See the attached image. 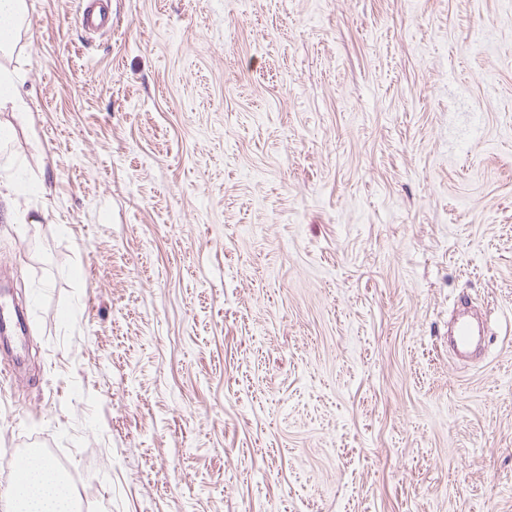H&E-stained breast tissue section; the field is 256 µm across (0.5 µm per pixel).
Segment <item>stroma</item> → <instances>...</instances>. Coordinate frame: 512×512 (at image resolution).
<instances>
[{
    "instance_id": "35a3bbf8",
    "label": "stroma",
    "mask_w": 512,
    "mask_h": 512,
    "mask_svg": "<svg viewBox=\"0 0 512 512\" xmlns=\"http://www.w3.org/2000/svg\"><path fill=\"white\" fill-rule=\"evenodd\" d=\"M27 3L0 485L36 446L87 512H512V0ZM95 0H77V24L89 34H99L112 29V21L109 14H96L90 4ZM468 305L466 296H460L457 299V314L453 318L451 332L448 336V349L460 361L480 356L486 338L484 322L482 325L474 324L466 313Z\"/></svg>"
}]
</instances>
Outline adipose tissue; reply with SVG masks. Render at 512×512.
<instances>
[{
	"label": "adipose tissue",
	"instance_id": "adipose-tissue-1",
	"mask_svg": "<svg viewBox=\"0 0 512 512\" xmlns=\"http://www.w3.org/2000/svg\"><path fill=\"white\" fill-rule=\"evenodd\" d=\"M26 0H0V58L12 55L27 31ZM12 489L0 497L6 512H75L71 490L50 461L15 473Z\"/></svg>",
	"mask_w": 512,
	"mask_h": 512
}]
</instances>
